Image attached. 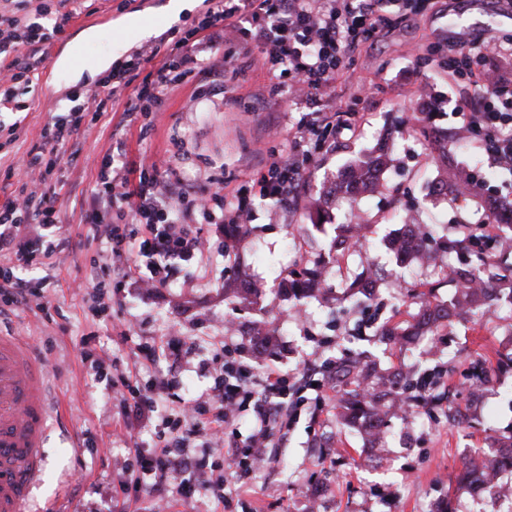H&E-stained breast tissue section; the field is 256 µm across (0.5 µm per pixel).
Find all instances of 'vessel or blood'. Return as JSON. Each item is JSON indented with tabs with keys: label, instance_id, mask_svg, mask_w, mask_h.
Listing matches in <instances>:
<instances>
[{
	"label": "vessel or blood",
	"instance_id": "b4317fda",
	"mask_svg": "<svg viewBox=\"0 0 512 512\" xmlns=\"http://www.w3.org/2000/svg\"><path fill=\"white\" fill-rule=\"evenodd\" d=\"M45 361L29 337L0 329V512H63L36 503L49 432L64 423Z\"/></svg>",
	"mask_w": 512,
	"mask_h": 512
}]
</instances>
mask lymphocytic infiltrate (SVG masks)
Returning a JSON list of instances; mask_svg holds the SVG:
<instances>
[{"instance_id":"1","label":"lymphocytic infiltrate","mask_w":512,"mask_h":512,"mask_svg":"<svg viewBox=\"0 0 512 512\" xmlns=\"http://www.w3.org/2000/svg\"><path fill=\"white\" fill-rule=\"evenodd\" d=\"M212 6L198 28L203 38L195 40L199 64L209 74L223 76L230 55L210 53L215 38L234 37L250 31L261 47L259 64L268 74L288 79V91L301 101L316 103L342 73L344 59L374 40L388 14L406 17L410 0H211ZM14 0H0V102L13 98L17 84L41 66L42 46L62 34L72 17L70 0H35L36 19L27 22L14 14ZM27 54H20V47ZM136 60H157L150 81L136 92L125 68L113 69L105 82L87 98L124 99V114L136 119L149 111L165 91L179 82L174 56L160 46L144 45ZM512 58V41L480 37L472 43L449 45V72L467 75L488 87L480 104L463 113V128L488 152L492 164L512 170V80L501 71L503 61ZM79 130L76 110L52 116L44 127L39 153L22 162L24 177L18 194L0 205V304L23 305L41 302L43 294L31 281L18 277L17 265L31 264L42 257L47 268L61 263L65 241L44 242L42 228L56 223V194L45 189V156L73 140ZM313 160L306 151L289 155L271 154L251 185L260 198L279 205L288 204L295 186ZM98 178L105 199H118L127 212L144 219L141 238L120 234L118 225L105 215L94 217L96 236L105 239L112 271L133 279L143 291L167 281L176 262L202 254L204 239L184 226L182 206L186 191L161 182L150 188L133 189L114 154L103 157ZM141 262L130 265V257ZM214 384L206 397L191 405L160 409L159 399L169 384L155 379L145 385L123 380L119 396L123 423L158 421L152 449L138 448L134 459L146 475L145 490L150 497L147 512H168L176 502L191 499L198 489L209 490L216 503L224 501V477L209 472L204 459H190L183 447H226L230 464L238 471L253 472L268 459L276 431L289 427L298 415L301 394L315 392L316 408L328 399L325 383L316 382L315 371L306 367L290 373L275 366L255 367L236 349L225 348L224 360L214 369ZM250 411L252 431L240 437L236 423L241 412Z\"/></svg>"}]
</instances>
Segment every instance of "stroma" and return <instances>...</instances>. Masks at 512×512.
I'll return each instance as SVG.
<instances>
[{
  "label": "stroma",
  "instance_id": "35a3bbf8",
  "mask_svg": "<svg viewBox=\"0 0 512 512\" xmlns=\"http://www.w3.org/2000/svg\"><path fill=\"white\" fill-rule=\"evenodd\" d=\"M167 2L81 0L80 15L44 45L38 80L18 85L10 109L0 111L1 204L17 185L13 166L39 144L53 109L85 107L76 141L59 148L46 179L58 192L66 260L53 270L36 264L18 269V276L42 282L44 306L0 317V328L36 341L55 393L84 442L76 449L68 437L52 435L39 501L61 495L72 512H83L92 502L102 512H138L136 476L123 462L130 448L151 447L152 430L124 427L120 400L91 380L81 357L86 351L106 355L124 375L160 378L167 374L165 363L137 360L134 352L138 343L174 329L194 351L175 373L173 394L165 399L172 407L207 393L213 379L205 366L222 357L228 342L250 349L256 365L291 372L307 363L358 359L380 370L402 369L413 382L430 374L436 378L434 393L445 399L410 417L391 415L378 448L359 429L340 422L335 400L327 401L318 421L313 403H305L268 469L248 476L228 470L224 451L207 449L210 463L226 478L228 512H312L313 493L320 488L327 491L322 512H419L423 502L448 497L456 512H491L455 483L465 461L512 433V367L491 372L480 385L471 375L478 361L494 364L512 355V304L501 299L485 314L454 318L420 346L387 345L375 329L410 320L418 310L412 297L417 285L433 286L436 301L451 300L454 273L469 261L457 251L429 268L397 261L383 243L400 229L397 212L416 213L437 238L463 224L480 235L489 203L512 202V171L489 166L476 141L445 154L412 131L419 121L436 133L457 136L458 111L473 102L476 87L468 77L449 73L442 55L448 44L483 34L512 40V7L507 0H427L403 20L382 26L373 43L345 61L342 75L326 91L360 113V123L337 135L335 147L316 137L308 142L315 164L296 200L278 207L250 197L255 219L241 240L224 231L222 220L230 213L224 202H211L205 212L190 209L187 223L207 239V250L179 262L165 285L145 293L114 280L107 244L94 235L96 160L120 142L131 187L157 178L184 182L199 193L220 185L237 189L249 185L270 152L292 151L291 129L309 117L305 104L288 92L271 94L270 79L258 64L260 49L246 34L232 43L214 42L215 54L233 55L223 79L201 71L192 56H180L183 81L169 89L158 111L135 122H123L124 101L85 104V93L113 66L129 65V79L140 85L154 65H130L133 52L145 44L175 51L176 40L209 8L207 0H198L193 11L171 22ZM132 18L139 19V28H128ZM420 84L430 97H415ZM381 143L392 158L382 188L351 206L341 198L326 201L334 178ZM458 167L470 169L479 184L464 203L432 191L445 171ZM348 222L365 225L364 237L351 251L331 253L339 225ZM321 258L323 283L333 300L290 297L281 274ZM365 268L376 276L378 292L349 305L340 285ZM93 277L111 285L107 314H96L93 298L74 288ZM260 321L275 325L276 342L266 348L247 330Z\"/></svg>",
  "mask_w": 512,
  "mask_h": 512
}]
</instances>
